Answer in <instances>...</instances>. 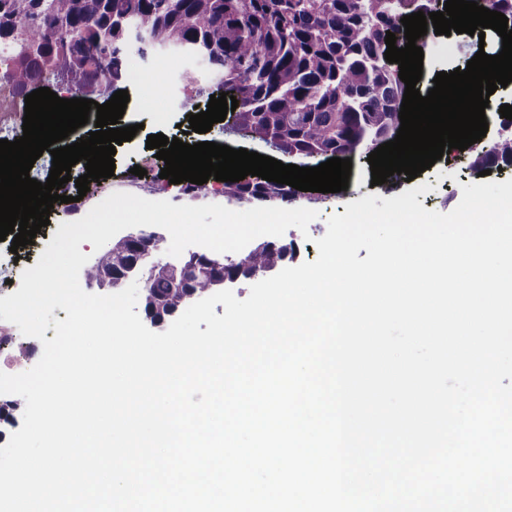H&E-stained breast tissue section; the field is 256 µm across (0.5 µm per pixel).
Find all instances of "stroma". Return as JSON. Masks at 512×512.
<instances>
[{"label":"stroma","instance_id":"1","mask_svg":"<svg viewBox=\"0 0 512 512\" xmlns=\"http://www.w3.org/2000/svg\"><path fill=\"white\" fill-rule=\"evenodd\" d=\"M485 49L490 54H498L502 49V40L493 30H486L484 36H472L466 33L434 35L428 40L425 54L427 60L423 68L422 84L429 87L437 71L450 72L466 67L478 51ZM130 64L127 88L130 100L119 126H137L138 131L131 141L117 146L115 171L112 177L104 179V188L99 195L79 199L78 205L69 212L50 214V223L43 227L32 244L15 249L10 241L0 242V294L8 295L13 283L19 282L25 269L34 267L46 246L52 241L60 223L72 222L85 216L102 198L115 192H126L148 200H167L180 204L176 190L161 179L160 172L164 161L155 158L153 151L146 147L148 135L161 133L168 137H183L186 143L216 142L234 149L243 148L262 155H270L271 150L265 144L252 142L225 132L223 123L213 124L206 133H182L181 124L187 123V112L181 105L182 77L185 72H200L202 64L177 57L170 51H157L148 57H141L137 47H130ZM151 167L152 173L147 180L136 181L130 175L134 166ZM479 177L466 169L464 163L454 155H443L430 169L416 177L414 182H398L394 185H372L370 165L366 160H354L349 177V187L339 193L297 192L288 200L291 208L305 207L318 211V218L308 226L307 232L288 229L280 238L281 243H294L298 255L297 262L314 261L318 253L312 250L313 239L322 237L327 230L326 220L339 212L347 203L378 194L392 198L409 190L411 184H429L430 192L420 195L419 201L425 209L448 213L456 208L462 197L463 185L478 182Z\"/></svg>","mask_w":512,"mask_h":512}]
</instances>
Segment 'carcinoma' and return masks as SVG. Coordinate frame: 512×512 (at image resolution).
I'll list each match as a JSON object with an SVG mask.
<instances>
[{"label": "carcinoma", "mask_w": 512, "mask_h": 512, "mask_svg": "<svg viewBox=\"0 0 512 512\" xmlns=\"http://www.w3.org/2000/svg\"><path fill=\"white\" fill-rule=\"evenodd\" d=\"M444 11V0H0V84L19 104L70 76L87 98L101 82L127 89L130 26L141 31V56L170 49L202 57L212 78L207 90L236 97L229 130L258 140L313 167L333 157L368 156L395 138L405 83L399 64L385 60L386 32L405 47V15ZM110 58L108 69L97 56ZM182 105L193 109L204 92L184 75ZM470 168L512 166V133L490 147H468ZM230 201H283L293 188L266 180L222 183ZM146 255L127 234L83 270L86 281L138 274L141 305L153 322L175 317L187 303L212 294L220 282L270 273L296 256L294 244L260 241L220 275L190 270L191 258L161 263L167 248L156 231L142 233Z\"/></svg>", "instance_id": "obj_1"}]
</instances>
